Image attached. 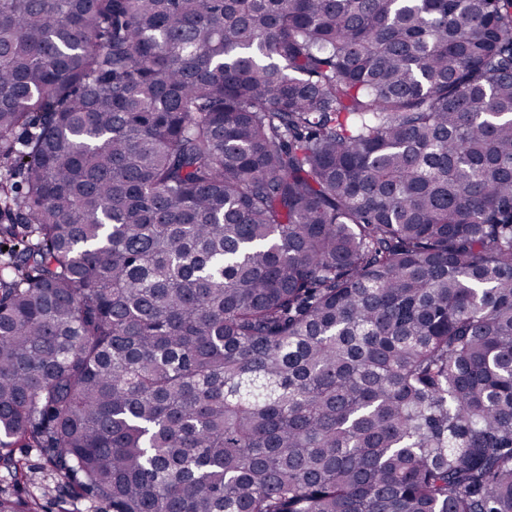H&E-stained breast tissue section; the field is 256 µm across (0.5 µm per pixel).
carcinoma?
Instances as JSON below:
<instances>
[{
    "label": "carcinoma",
    "mask_w": 512,
    "mask_h": 512,
    "mask_svg": "<svg viewBox=\"0 0 512 512\" xmlns=\"http://www.w3.org/2000/svg\"><path fill=\"white\" fill-rule=\"evenodd\" d=\"M0 238L12 483L512 512V0H0Z\"/></svg>",
    "instance_id": "cac0c4a2"
}]
</instances>
